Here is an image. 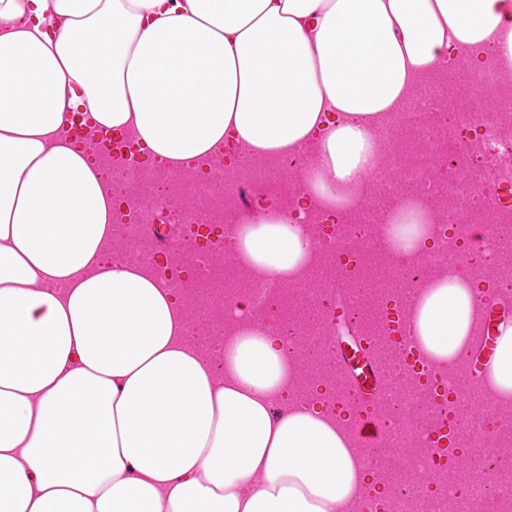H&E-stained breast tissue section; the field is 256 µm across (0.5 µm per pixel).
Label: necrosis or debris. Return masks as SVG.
<instances>
[{
    "label": "necrosis or debris",
    "instance_id": "obj_1",
    "mask_svg": "<svg viewBox=\"0 0 512 512\" xmlns=\"http://www.w3.org/2000/svg\"><path fill=\"white\" fill-rule=\"evenodd\" d=\"M436 112L456 132L458 150H449L441 130L415 133L419 111ZM379 150L365 201L342 212L307 211L316 260L294 283L255 274L236 256L239 226L225 220L234 210L257 217L270 200L252 195L253 179L288 172V194L302 192L298 178L306 159L251 157L245 169L224 174L223 156L209 170L187 165L170 176L165 165L143 160L133 137L106 152L89 139L106 187L123 185L113 221L122 240L115 261L157 264L165 285L197 314L192 336L262 326L282 337L298 377L286 398L302 403L320 396L333 413L354 411L351 394L340 393L338 369L328 365L321 344L336 333V290L345 288L346 311L382 363L392 387L377 414L385 429L377 450L359 446L361 463L382 485L375 512H512V405L501 402L483 383L463 384L467 360L452 370L425 361L417 350L412 309L419 290L447 274L456 261L487 281L501 297H512V268L499 257L512 248V204L503 203L500 168L512 169V70L489 63L480 68L449 64L415 90L406 109L388 114L374 130ZM409 196L428 205L435 217L433 244L415 259L396 258L381 244L390 205ZM181 212L182 240L158 241L150 229L164 211ZM486 232L475 238L474 225ZM245 316L235 313L238 299ZM484 418L486 428L464 430L457 455L442 464L432 451L429 425H451ZM446 487L447 504L431 498Z\"/></svg>",
    "mask_w": 512,
    "mask_h": 512
}]
</instances>
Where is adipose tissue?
Masks as SVG:
<instances>
[{"mask_svg":"<svg viewBox=\"0 0 512 512\" xmlns=\"http://www.w3.org/2000/svg\"><path fill=\"white\" fill-rule=\"evenodd\" d=\"M465 53L512 69V0H0V512H350L379 492L348 422L274 412L297 370L243 329L215 364L149 266L109 261L111 192L73 112L131 131L171 175L234 144L307 155L302 193L239 217L237 257L293 282L315 259L289 209L342 211L373 128ZM433 217L388 213L396 256ZM497 297L454 268L413 317L433 363L467 354ZM485 384L512 402V316Z\"/></svg>","mask_w":512,"mask_h":512,"instance_id":"ef3b65f1","label":"adipose tissue"}]
</instances>
